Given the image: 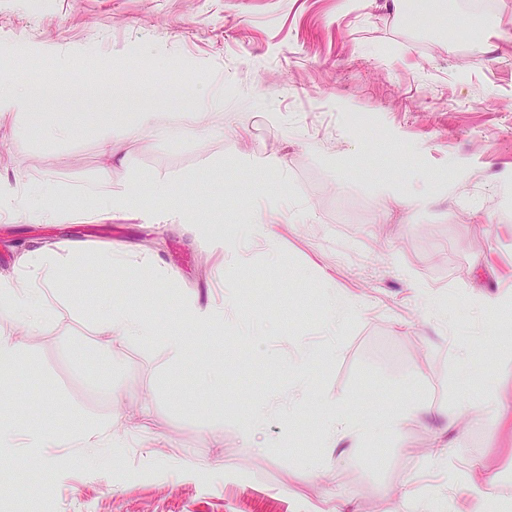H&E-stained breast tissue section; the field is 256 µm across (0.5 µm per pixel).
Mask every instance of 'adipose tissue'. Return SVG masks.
Wrapping results in <instances>:
<instances>
[{"label":"adipose tissue","instance_id":"1","mask_svg":"<svg viewBox=\"0 0 512 512\" xmlns=\"http://www.w3.org/2000/svg\"><path fill=\"white\" fill-rule=\"evenodd\" d=\"M221 115L217 112H181L166 118L156 112L141 113L137 124L123 126L114 133L100 137L97 151L103 160L100 177L105 181L121 178L122 167L115 161V142L142 133L163 134L171 128H193L210 126ZM19 207L0 206V220L8 221L16 213H23L33 224H54L60 218L59 210L51 203L48 193L40 189L23 190ZM81 250L60 255L46 245L28 250L20 260L21 272L10 278H0V306L6 308L15 321L28 331L37 332L52 326L56 312L49 297L59 287V278L67 266L81 257ZM98 329L105 334H116L131 340H144L154 336L156 328L152 321L133 313L113 310L110 301H102ZM416 407L408 406L397 411L383 413L374 418L352 415L344 405L331 407L326 421L328 444L340 447L357 444L365 437L381 432H400L417 418Z\"/></svg>","mask_w":512,"mask_h":512}]
</instances>
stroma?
<instances>
[{
  "label": "stroma",
  "mask_w": 512,
  "mask_h": 512,
  "mask_svg": "<svg viewBox=\"0 0 512 512\" xmlns=\"http://www.w3.org/2000/svg\"><path fill=\"white\" fill-rule=\"evenodd\" d=\"M450 2L458 26L425 30L384 0H0V79L74 96L39 101L44 126L19 118L0 132V188L20 176L61 202L55 224L0 222V273L37 242L91 252L51 296V329L24 335L0 310V337L21 345L16 378L0 382V426L20 444L0 467V512L17 500L50 512H397L409 483L443 491L476 461L512 502V428L491 429L488 410L459 414L455 392L464 369L475 403L512 391L500 357L512 324V41L498 37L512 0L486 12ZM214 99L223 123L120 142L126 179L100 180L97 136ZM157 178L222 226L224 250L146 220ZM131 193L139 211L80 215ZM412 196L420 204L406 207ZM278 208L274 239L251 241ZM120 243L142 260L113 274L96 254ZM105 296L147 310L155 336L98 333ZM335 297L356 307L331 331ZM484 299L505 300L503 312H481ZM188 302L223 305V327L194 328L179 313ZM172 328L192 346L179 361L165 347ZM260 400L269 411L245 438ZM336 400L360 416L408 404L420 415L341 453L321 432ZM106 425L112 447L86 463L70 434ZM48 428L51 447L29 461L22 442ZM444 428L450 447L429 458Z\"/></svg>",
  "instance_id": "stroma-1"
}]
</instances>
